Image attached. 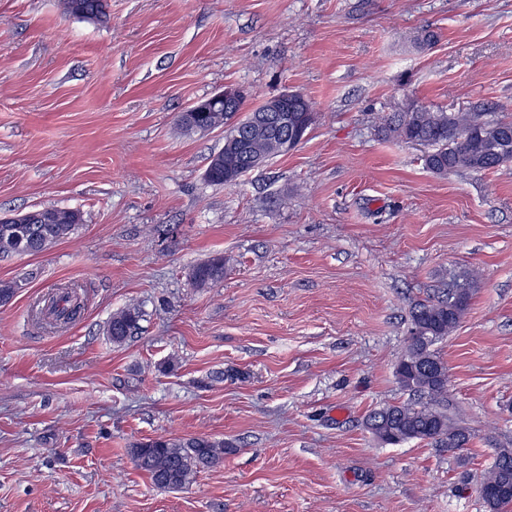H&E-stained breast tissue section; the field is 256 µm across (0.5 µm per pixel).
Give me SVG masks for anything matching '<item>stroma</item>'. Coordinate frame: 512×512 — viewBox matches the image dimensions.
<instances>
[{
    "label": "stroma",
    "mask_w": 512,
    "mask_h": 512,
    "mask_svg": "<svg viewBox=\"0 0 512 512\" xmlns=\"http://www.w3.org/2000/svg\"><path fill=\"white\" fill-rule=\"evenodd\" d=\"M0 0V216L80 209L77 232L0 257V512H486L477 477L512 448V164L446 177L385 136L417 104L512 120V0ZM439 35L422 53L412 38ZM241 87L286 90L316 121L236 184L204 178L224 133L178 112ZM220 254L224 278L195 287ZM474 271L438 349L466 462L378 442L366 414L407 402L394 367L414 305ZM78 286L53 329L33 302ZM140 328L113 343L128 305ZM208 436L232 452L160 489L130 449ZM68 14L78 19L104 22L109 17L108 0H64ZM224 278V257L214 255L194 267L190 280L198 288H208ZM142 313L137 306H128L114 313L107 325V332L113 343H124L139 329Z\"/></svg>",
    "instance_id": "1"
}]
</instances>
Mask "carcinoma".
Masks as SVG:
<instances>
[{"label":"carcinoma","instance_id":"cac0c4a2","mask_svg":"<svg viewBox=\"0 0 512 512\" xmlns=\"http://www.w3.org/2000/svg\"><path fill=\"white\" fill-rule=\"evenodd\" d=\"M68 14L78 19L104 22L109 0H64ZM305 112H290L297 137L307 135L315 120L313 102ZM255 112L240 119L236 112H210L205 121L224 127V148L209 157L205 179L215 185L236 183L248 157H271L281 153L282 129L250 123ZM383 132L405 143L424 145L429 151L424 165L432 173L447 176L462 170L489 171L512 163V121H484L478 112H446L416 104L385 120ZM83 224L80 210L46 206L12 214L0 221V255L40 254L73 235ZM224 279V257L214 255L194 267L190 280L197 288H209ZM474 291V275L452 276L439 297L416 305L410 313V329L404 354L395 365L400 387L416 400L388 404L365 418L366 428L385 445L408 441L434 443L461 455L473 439L471 431L455 425L441 409L448 395V366L436 345L460 325ZM82 309L77 289L60 287L37 302L34 316L53 328L75 320ZM141 310L128 306L114 313L107 332L115 344L124 343L139 329ZM228 449L224 440L207 436L157 437L132 446L139 470L161 489H180L196 473L211 468ZM479 495L487 512H512V450H499L479 479Z\"/></svg>","mask_w":512,"mask_h":512}]
</instances>
